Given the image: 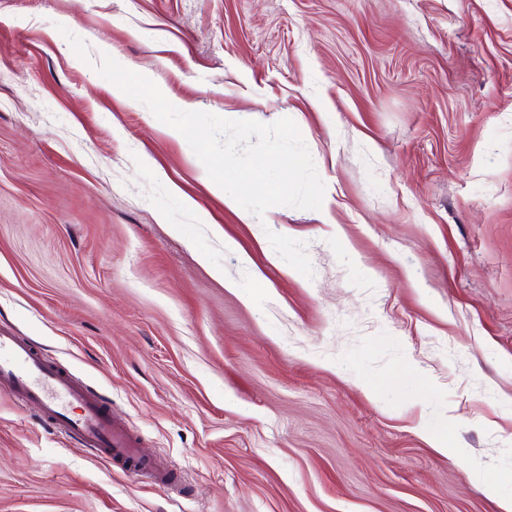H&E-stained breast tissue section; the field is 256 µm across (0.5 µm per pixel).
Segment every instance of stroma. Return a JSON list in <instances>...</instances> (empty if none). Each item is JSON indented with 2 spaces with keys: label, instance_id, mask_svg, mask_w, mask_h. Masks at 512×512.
<instances>
[{
  "label": "stroma",
  "instance_id": "35a3bbf8",
  "mask_svg": "<svg viewBox=\"0 0 512 512\" xmlns=\"http://www.w3.org/2000/svg\"><path fill=\"white\" fill-rule=\"evenodd\" d=\"M106 54L182 110L291 118L321 209L226 204ZM2 326L178 481L0 392V512H500L512 0H0Z\"/></svg>",
  "mask_w": 512,
  "mask_h": 512
}]
</instances>
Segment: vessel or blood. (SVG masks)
Instances as JSON below:
<instances>
[{
    "mask_svg": "<svg viewBox=\"0 0 512 512\" xmlns=\"http://www.w3.org/2000/svg\"><path fill=\"white\" fill-rule=\"evenodd\" d=\"M0 389L20 404L37 405L44 418L83 447L138 465L154 482L170 483V471L145 457L124 424L111 418L106 403L47 363L13 331L0 330Z\"/></svg>",
    "mask_w": 512,
    "mask_h": 512,
    "instance_id": "1",
    "label": "vessel or blood"
}]
</instances>
